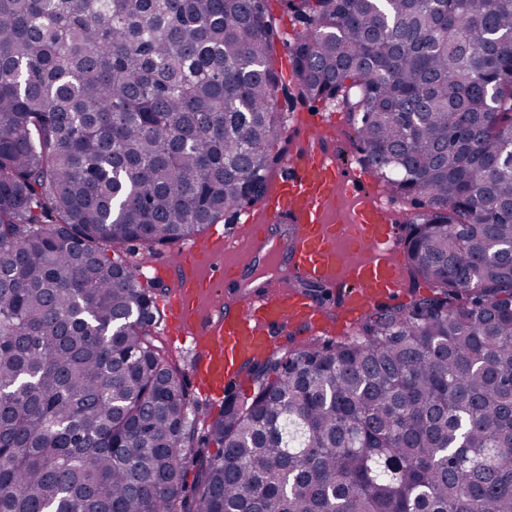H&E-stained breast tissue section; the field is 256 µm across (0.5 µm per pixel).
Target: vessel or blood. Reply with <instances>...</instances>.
Listing matches in <instances>:
<instances>
[{
  "label": "vessel or blood",
  "instance_id": "1",
  "mask_svg": "<svg viewBox=\"0 0 512 512\" xmlns=\"http://www.w3.org/2000/svg\"><path fill=\"white\" fill-rule=\"evenodd\" d=\"M309 141L310 149L292 164L291 176L267 198L266 222L257 226L254 242L283 254L284 280L346 288L344 311L353 324L373 302L398 295L399 239L385 204L366 196L357 175L322 148L319 136H310ZM333 204L345 210L341 221L328 217ZM210 248L206 241L185 249L179 304L192 311L198 296L216 285L232 300L201 330L203 356L196 374L200 385L218 392L237 378L247 360L272 348L279 329L288 324L309 326L320 321L322 312L306 294L289 288L240 294L239 260L201 275L198 263Z\"/></svg>",
  "mask_w": 512,
  "mask_h": 512
}]
</instances>
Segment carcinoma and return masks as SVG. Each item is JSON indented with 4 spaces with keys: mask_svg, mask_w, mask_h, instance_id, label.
I'll return each instance as SVG.
<instances>
[{
    "mask_svg": "<svg viewBox=\"0 0 512 512\" xmlns=\"http://www.w3.org/2000/svg\"><path fill=\"white\" fill-rule=\"evenodd\" d=\"M286 2L432 294L189 418L122 246L267 194V0H0V512H512V0ZM367 189L372 194L384 197L385 202L387 201L392 207L393 217L394 214L404 216L412 209L409 202L403 201L392 194L386 182L372 175H370Z\"/></svg>",
    "mask_w": 512,
    "mask_h": 512,
    "instance_id": "carcinoma-1",
    "label": "carcinoma"
}]
</instances>
